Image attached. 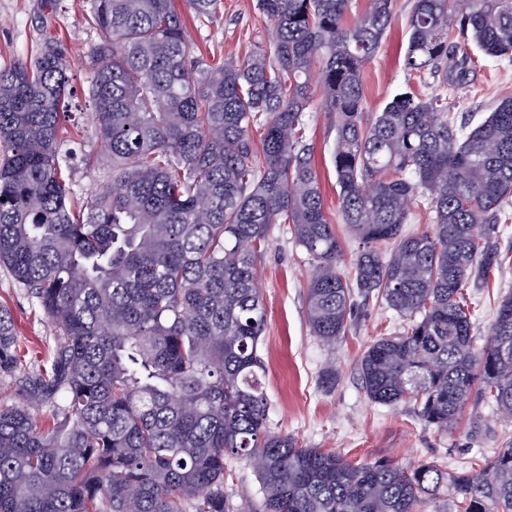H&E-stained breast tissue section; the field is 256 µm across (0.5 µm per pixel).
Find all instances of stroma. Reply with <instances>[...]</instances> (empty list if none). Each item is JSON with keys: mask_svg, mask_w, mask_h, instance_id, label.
<instances>
[{"mask_svg": "<svg viewBox=\"0 0 512 512\" xmlns=\"http://www.w3.org/2000/svg\"><path fill=\"white\" fill-rule=\"evenodd\" d=\"M412 3L396 0L387 35L364 69L367 112L379 111L395 94L408 89L426 96L442 90L439 78L410 80L403 71ZM89 11V0H0V68L32 58L49 37L62 40L66 49L75 108L62 120L68 131L62 146L67 154L64 178L79 205L109 184L111 174V161L93 114L84 106L91 79L90 49L101 39L99 30L87 20ZM186 23L189 39L203 53L218 58L243 60L258 45L272 43L274 37L256 0H219L211 15L190 14ZM445 90L458 120L473 115L484 118L502 99L512 97V58L474 55L468 82ZM305 120L325 209L342 242L341 271L348 275L360 244L342 222L332 159L335 132L321 93H314ZM496 241L500 266L492 272L487 287L469 291L476 309L473 343L478 348L485 343L498 302L512 294V202L500 214ZM258 267L267 311L261 345L266 369L261 382L272 432L294 437L306 448L335 451L355 464L389 460L410 467L435 460L452 472L467 467L476 454L493 456L502 441L512 437V418L489 407L466 409L455 429L440 433L425 426L406 405L371 402L362 387L359 360L373 341L395 335L403 320L372 301L355 309L345 335L336 343L313 336L305 316L310 262L288 225L272 226ZM0 304L13 313L22 338V365L43 366L59 331L1 266ZM329 367L336 370V383L331 387L322 381ZM224 469L226 512H260V483L252 468L244 460L229 458Z\"/></svg>", "mask_w": 512, "mask_h": 512, "instance_id": "35a3bbf8", "label": "stroma"}]
</instances>
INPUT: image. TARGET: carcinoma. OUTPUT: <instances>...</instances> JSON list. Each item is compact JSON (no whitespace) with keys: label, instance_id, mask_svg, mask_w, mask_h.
Segmentation results:
<instances>
[{"label":"carcinoma","instance_id":"carcinoma-1","mask_svg":"<svg viewBox=\"0 0 512 512\" xmlns=\"http://www.w3.org/2000/svg\"><path fill=\"white\" fill-rule=\"evenodd\" d=\"M218 0H184L207 16ZM274 40L213 63L174 0H92L88 98L112 182L83 209L63 177L65 49L0 69V266L60 329L22 367L0 306V512H225L224 460L245 459L262 512H512V440L480 469L353 465L267 426L266 310L257 258L274 224L310 257L307 321L325 343L356 300L399 314L358 365L368 398L446 432L468 405L512 415V294L481 350L467 289L501 259L491 219L512 197V98L476 126L448 96H394L371 116L362 75L395 0H257ZM403 70L467 83L473 51L512 57V0H413ZM333 116L342 223L362 241L353 280L305 133L314 89ZM263 129L262 152L253 128ZM431 229L407 234L414 201ZM48 414L53 426L41 427Z\"/></svg>","mask_w":512,"mask_h":512}]
</instances>
